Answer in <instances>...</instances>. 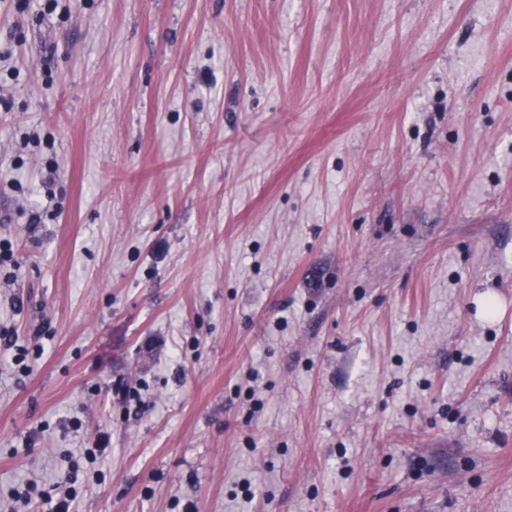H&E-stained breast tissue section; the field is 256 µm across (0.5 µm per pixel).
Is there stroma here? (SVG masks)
Masks as SVG:
<instances>
[{
	"instance_id": "1",
	"label": "stroma",
	"mask_w": 512,
	"mask_h": 512,
	"mask_svg": "<svg viewBox=\"0 0 512 512\" xmlns=\"http://www.w3.org/2000/svg\"><path fill=\"white\" fill-rule=\"evenodd\" d=\"M0 50V512H512V0H0ZM77 482V475L74 472L64 473L55 484L58 490V497L51 512H70L71 504L76 498L77 490L74 485Z\"/></svg>"
}]
</instances>
